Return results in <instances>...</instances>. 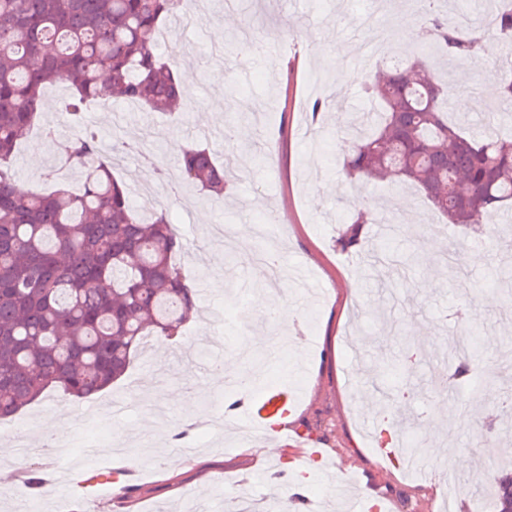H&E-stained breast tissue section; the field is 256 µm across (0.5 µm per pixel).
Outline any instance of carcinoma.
Here are the masks:
<instances>
[{
	"label": "carcinoma",
	"mask_w": 512,
	"mask_h": 512,
	"mask_svg": "<svg viewBox=\"0 0 512 512\" xmlns=\"http://www.w3.org/2000/svg\"><path fill=\"white\" fill-rule=\"evenodd\" d=\"M184 0H0V419L50 387L75 400L122 378L152 337L178 343L199 309L197 292L174 263L184 249L163 210L140 217L128 188L100 155L99 136L82 129L60 143L63 166L83 171L82 190H20L10 168L17 142L38 118L44 88L68 90L61 111L73 118L112 98L149 112L179 105L178 72L158 49V32ZM423 34L406 66L364 83L378 105L351 124L349 175L390 173L413 185L448 223L475 230L512 202V137H474L448 123L452 83L440 61H481L480 35L419 0ZM495 27L512 40V0ZM512 107V79L500 80L498 108ZM183 179L220 195L230 161L218 164L194 142L181 145ZM365 202L339 243L350 248L370 224ZM453 377L469 378L480 350L459 355ZM495 512L512 509V475L493 479Z\"/></svg>",
	"instance_id": "1"
}]
</instances>
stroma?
Wrapping results in <instances>:
<instances>
[{"mask_svg": "<svg viewBox=\"0 0 512 512\" xmlns=\"http://www.w3.org/2000/svg\"><path fill=\"white\" fill-rule=\"evenodd\" d=\"M399 12L421 19L418 0H206L198 23L166 25L186 47L176 58L191 83L181 109L158 116L115 98L83 113L82 124L100 133L114 175L129 184L133 206L156 198L183 237L175 263L198 289L201 315L186 325L177 347L155 343L99 395L76 401L54 390L19 419L0 420L6 440L17 420L27 422L34 448L55 418L62 429L93 439L92 447L73 448L65 464L49 452L0 455V512H17L13 488L35 461L44 469L43 496H65L76 512H229L233 502L264 500L269 512H278L291 475L273 480L268 470L304 452L318 461L305 488L321 492L322 512H367L371 501L383 512H437L447 497L455 512H468L475 501L493 512L494 491L484 479L512 471L501 461L512 419H503L499 407L500 394L512 390V372L501 369L512 345V298L492 272L512 270V246L490 230L465 243L452 227L431 244L427 234L443 218L413 187L353 180L343 170L347 127L366 105L358 72L369 51V21L394 43L414 47L397 27ZM339 71L353 73V80L329 100L316 138L304 137L314 100L311 75L329 85ZM66 93L58 86L46 96L39 127L17 147L11 165L22 190L50 188L45 177L58 164V142L75 132L58 108ZM48 126L56 138L43 135ZM188 140L219 160L228 152L249 156L222 197L183 183L177 147ZM153 159L166 169L165 178L150 169ZM402 198L409 210L393 208ZM362 200L390 206L385 221L392 238L377 240L369 224L358 246L341 249L337 240L350 205ZM281 208L287 224H268V214ZM263 223L268 238L239 243L243 228ZM267 249L278 253L286 273L282 300L310 312L286 327L255 305L240 335L233 299L263 292L258 256ZM460 303L479 323L484 363L494 373L481 375L478 392L459 385L449 402L434 373L447 369L457 337L470 331L454 315ZM407 339L426 351L409 375L395 366ZM218 364L224 367L220 382L213 376ZM242 369L256 370L257 385L301 388L281 441L287 455H248L238 444L243 428L224 421V403L233 396L226 384ZM376 370L380 378L368 384ZM157 383L177 400L156 399ZM367 398L383 401L388 414L414 416L416 431L435 427L446 453H425L428 478L409 477L370 447L360 407ZM117 402L122 411H113ZM458 456L470 458L471 467L455 466Z\"/></svg>", "mask_w": 512, "mask_h": 512, "instance_id": "stroma-1", "label": "stroma"}]
</instances>
